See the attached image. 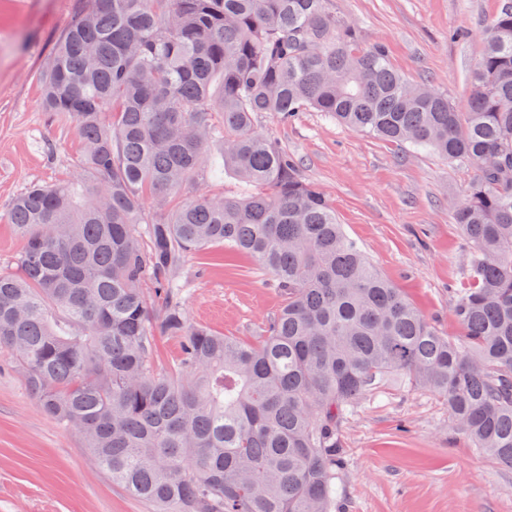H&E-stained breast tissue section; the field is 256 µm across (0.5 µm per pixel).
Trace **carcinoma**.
I'll use <instances>...</instances> for the list:
<instances>
[{"label":"carcinoma","mask_w":512,"mask_h":512,"mask_svg":"<svg viewBox=\"0 0 512 512\" xmlns=\"http://www.w3.org/2000/svg\"><path fill=\"white\" fill-rule=\"evenodd\" d=\"M482 41L459 112L394 70L384 45L358 48L326 0L79 10L42 70L46 111L84 143L78 173L13 200L23 248L0 267V348L40 411L157 512H332L338 422L396 374L512 467V0ZM310 111L476 167L454 214L471 279L460 338L378 273L254 128L259 112ZM221 174L234 190L173 204L182 184ZM208 247L250 254L287 295L254 345L188 322L180 269ZM161 336L181 340L173 374L153 366Z\"/></svg>","instance_id":"1"}]
</instances>
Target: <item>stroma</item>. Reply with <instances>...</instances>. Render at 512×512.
I'll return each mask as SVG.
<instances>
[{"label":"stroma","mask_w":512,"mask_h":512,"mask_svg":"<svg viewBox=\"0 0 512 512\" xmlns=\"http://www.w3.org/2000/svg\"><path fill=\"white\" fill-rule=\"evenodd\" d=\"M88 0H0V265L22 240L11 201L31 183L69 177L82 151L74 122L42 107L41 72L55 37ZM359 45L384 44L392 66L466 110L481 32L499 0H327ZM268 133L326 194L345 234L445 336H458L469 286L454 210L477 171L432 152L351 131L321 112L288 123L258 113ZM53 143L47 152L45 143ZM191 323L253 343L285 301L253 259L210 247L185 258ZM336 512H512V467L473 448L448 404L393 376L343 418ZM0 512H151L114 484L80 435L38 408L9 350H0Z\"/></svg>","instance_id":"obj_1"}]
</instances>
